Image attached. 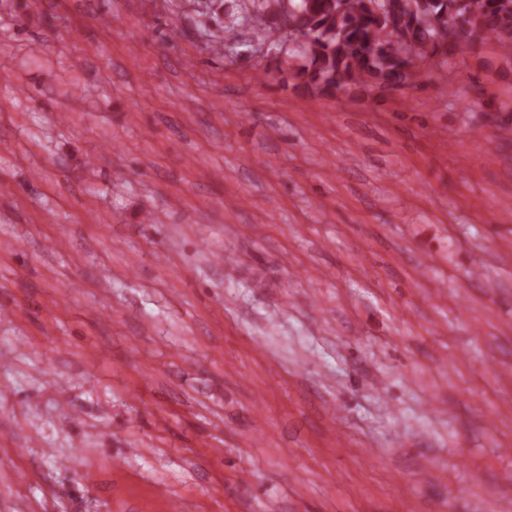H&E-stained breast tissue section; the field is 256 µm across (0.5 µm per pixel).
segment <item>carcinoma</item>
Listing matches in <instances>:
<instances>
[{"mask_svg":"<svg viewBox=\"0 0 512 512\" xmlns=\"http://www.w3.org/2000/svg\"><path fill=\"white\" fill-rule=\"evenodd\" d=\"M241 13L226 14L224 47L236 49L235 32L245 27L260 43L284 42L274 4L249 0ZM292 49L304 60L292 78L305 94L332 95L338 90L412 87L425 70L447 65V59L476 42L492 41L512 53V0H288ZM461 17L466 30L448 41V30L436 25Z\"/></svg>","mask_w":512,"mask_h":512,"instance_id":"cac0c4a2","label":"carcinoma"}]
</instances>
